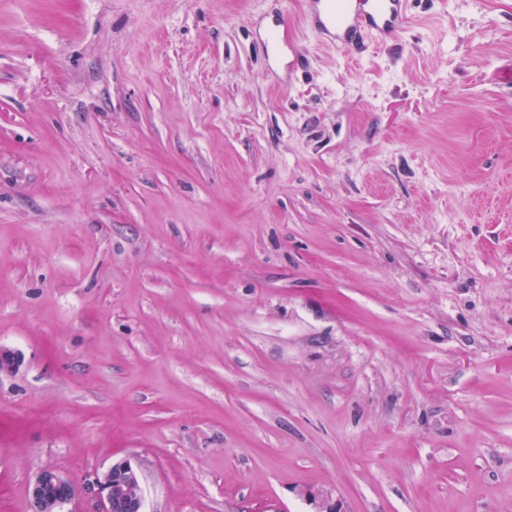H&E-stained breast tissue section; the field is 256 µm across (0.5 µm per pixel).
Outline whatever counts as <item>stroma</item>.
Masks as SVG:
<instances>
[{"instance_id":"stroma-1","label":"stroma","mask_w":512,"mask_h":512,"mask_svg":"<svg viewBox=\"0 0 512 512\" xmlns=\"http://www.w3.org/2000/svg\"><path fill=\"white\" fill-rule=\"evenodd\" d=\"M310 11L0 0V512H512V0ZM309 25L323 43L354 56L369 43L396 40L409 19L410 0H314ZM99 499L93 512H144L139 470L123 460L97 479ZM76 493L74 484L55 469L41 470L29 487L30 512H61Z\"/></svg>"}]
</instances>
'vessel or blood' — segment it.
Returning <instances> with one entry per match:
<instances>
[{"label":"vessel or blood","instance_id":"obj_1","mask_svg":"<svg viewBox=\"0 0 512 512\" xmlns=\"http://www.w3.org/2000/svg\"><path fill=\"white\" fill-rule=\"evenodd\" d=\"M308 22L323 43L357 55L369 43L397 39L409 19L410 0H316Z\"/></svg>","mask_w":512,"mask_h":512}]
</instances>
